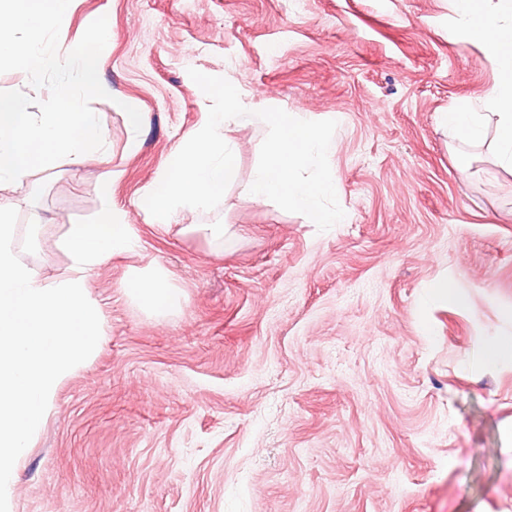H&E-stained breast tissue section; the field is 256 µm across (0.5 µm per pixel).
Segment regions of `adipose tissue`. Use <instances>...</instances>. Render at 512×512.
Returning a JSON list of instances; mask_svg holds the SVG:
<instances>
[{"instance_id": "adipose-tissue-1", "label": "adipose tissue", "mask_w": 512, "mask_h": 512, "mask_svg": "<svg viewBox=\"0 0 512 512\" xmlns=\"http://www.w3.org/2000/svg\"><path fill=\"white\" fill-rule=\"evenodd\" d=\"M454 5L456 31L478 42L497 69L494 84L481 99V111L460 107L445 115L449 135L463 144L454 164L468 172L477 149L487 144L497 165L512 171V0H454ZM130 293L156 313H170L180 303L161 271L135 276Z\"/></svg>"}]
</instances>
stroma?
I'll return each mask as SVG.
<instances>
[{"instance_id": "1", "label": "stroma", "mask_w": 512, "mask_h": 512, "mask_svg": "<svg viewBox=\"0 0 512 512\" xmlns=\"http://www.w3.org/2000/svg\"><path fill=\"white\" fill-rule=\"evenodd\" d=\"M101 16V78L145 124L93 100L108 154L35 171L0 203L18 212L19 258L53 280L60 237L116 170L141 250L91 278L105 336L57 391L14 512H512V356L483 355L512 346V172L486 152L454 166L441 117L496 72L452 35V0H75L60 54ZM191 67L250 109L336 121L343 223L321 232L244 193L257 123L232 134L217 208L153 224L139 197L210 105ZM157 266L181 295L170 315L128 291ZM444 281L454 293L433 295Z\"/></svg>"}]
</instances>
